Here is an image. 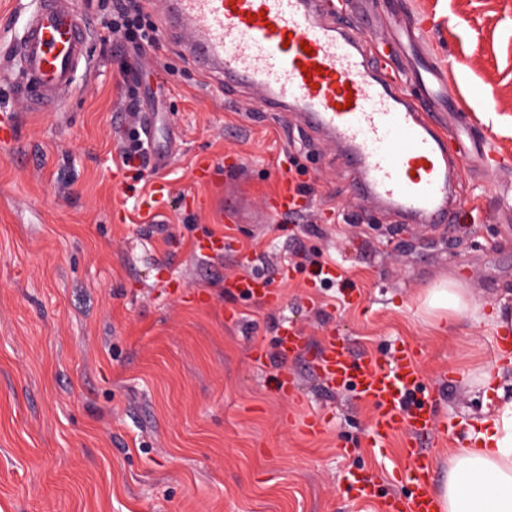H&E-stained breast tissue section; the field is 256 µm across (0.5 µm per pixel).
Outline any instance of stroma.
Segmentation results:
<instances>
[{"label":"stroma","mask_w":512,"mask_h":512,"mask_svg":"<svg viewBox=\"0 0 512 512\" xmlns=\"http://www.w3.org/2000/svg\"><path fill=\"white\" fill-rule=\"evenodd\" d=\"M35 5L0 0V512H382L407 493L408 437L372 447L374 405L324 386L311 358L333 334L354 358L420 351L453 424L426 443L441 483L490 406L479 371L512 333V165H499L512 158V0H373V17L416 23L447 74L455 110L428 120L489 150L449 157L464 221L424 225L365 203L341 149L247 89L216 86L165 32L137 59L91 39L74 93L32 111L12 46ZM133 96L159 141L179 133L161 171L121 159ZM285 181L308 200L299 214L271 209ZM160 182L168 194L145 209ZM209 238L230 247L197 254ZM258 253L267 266L248 264ZM312 258L339 281L320 282ZM247 273L277 301L230 287ZM448 280L505 328L463 314L439 331L420 296ZM285 323L305 343L288 357ZM313 414L321 433L301 429ZM351 470L375 481L376 501L347 499Z\"/></svg>","instance_id":"stroma-1"}]
</instances>
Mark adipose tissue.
Returning <instances> with one entry per match:
<instances>
[{"label":"adipose tissue","instance_id":"adipose-tissue-1","mask_svg":"<svg viewBox=\"0 0 512 512\" xmlns=\"http://www.w3.org/2000/svg\"><path fill=\"white\" fill-rule=\"evenodd\" d=\"M423 306L439 321L485 317L482 304L452 281L428 289ZM435 496L440 512H512V399L485 411L459 442Z\"/></svg>","mask_w":512,"mask_h":512}]
</instances>
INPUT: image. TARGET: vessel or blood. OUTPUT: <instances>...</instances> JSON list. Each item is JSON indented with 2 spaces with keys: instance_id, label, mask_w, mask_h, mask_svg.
Returning a JSON list of instances; mask_svg holds the SVG:
<instances>
[{
  "instance_id": "b4317fda",
  "label": "vessel or blood",
  "mask_w": 512,
  "mask_h": 512,
  "mask_svg": "<svg viewBox=\"0 0 512 512\" xmlns=\"http://www.w3.org/2000/svg\"><path fill=\"white\" fill-rule=\"evenodd\" d=\"M165 29L181 34L186 59L224 85L257 90L269 111L296 112L304 124L337 144L358 172L360 196L418 224H447L456 173L443 133L425 122L387 75L383 58H369L363 34L323 20L317 0H161ZM390 38L419 48L416 29L389 19ZM89 16L74 0H37L14 45L29 103L57 104L70 96L87 56ZM411 75L434 111L447 109L444 72L419 65ZM233 287L275 299L268 283L243 274ZM314 367L331 387L351 386L373 403L372 447L396 430L409 435L402 472L410 492L390 497L385 512H437L432 463L421 446L437 428L436 394L422 385L420 355L399 348L392 362L350 358L339 336L321 347Z\"/></svg>"
}]
</instances>
